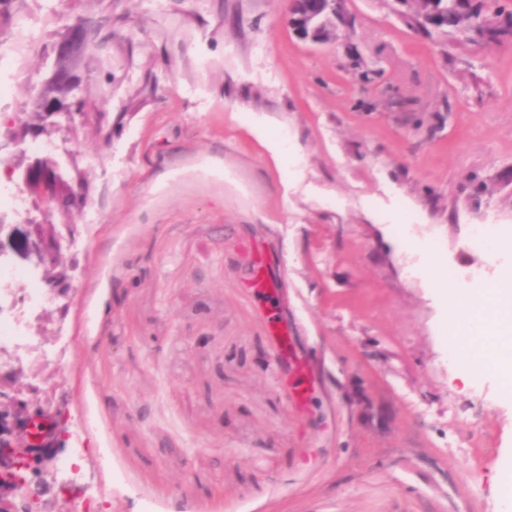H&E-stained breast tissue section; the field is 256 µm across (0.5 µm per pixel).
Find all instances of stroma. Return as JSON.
<instances>
[{
  "instance_id": "1",
  "label": "stroma",
  "mask_w": 512,
  "mask_h": 512,
  "mask_svg": "<svg viewBox=\"0 0 512 512\" xmlns=\"http://www.w3.org/2000/svg\"><path fill=\"white\" fill-rule=\"evenodd\" d=\"M63 8L112 19L78 62L112 142L82 128L88 203L54 216L80 231L74 296L24 308L22 227L0 232V319L30 331L0 376L57 386L68 431L41 512H503L512 382L450 360L441 287L512 269L469 244L490 215L512 237V42L429 38L395 0H346L322 45L288 0ZM53 9L17 8L1 117L50 72L29 39H56ZM271 301L316 376L300 407Z\"/></svg>"
}]
</instances>
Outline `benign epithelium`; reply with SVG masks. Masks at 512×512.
<instances>
[{"label": "benign epithelium", "instance_id": "obj_1", "mask_svg": "<svg viewBox=\"0 0 512 512\" xmlns=\"http://www.w3.org/2000/svg\"><path fill=\"white\" fill-rule=\"evenodd\" d=\"M344 0H289L290 20H298L296 33L315 44L330 40L336 23L345 18ZM85 31L75 27L53 43L56 68L43 81L37 98L39 112H18L5 131H0V159L7 165L14 194L21 203L32 201L41 219L30 216L22 207L13 217L27 228L22 255L45 289L55 296H67L77 287V262L63 263V242L72 238L75 225L52 221L56 201L67 197L80 201L85 197L92 165L83 163L79 133L91 120L101 121V114L79 98L76 105L57 96L56 89L75 81L79 47ZM65 134L66 147H56L41 156L27 155V141L46 127ZM0 379V512H21L30 508L27 494L28 475L41 479L51 474L54 455L41 448L57 443L62 429V411L54 405L55 388L43 390L29 400L19 398V391H6Z\"/></svg>", "mask_w": 512, "mask_h": 512}]
</instances>
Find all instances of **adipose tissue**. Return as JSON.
<instances>
[{
	"label": "adipose tissue",
	"instance_id": "1",
	"mask_svg": "<svg viewBox=\"0 0 512 512\" xmlns=\"http://www.w3.org/2000/svg\"><path fill=\"white\" fill-rule=\"evenodd\" d=\"M448 328L464 329L487 344L498 372L512 377V276L493 282L490 287L447 291Z\"/></svg>",
	"mask_w": 512,
	"mask_h": 512
}]
</instances>
